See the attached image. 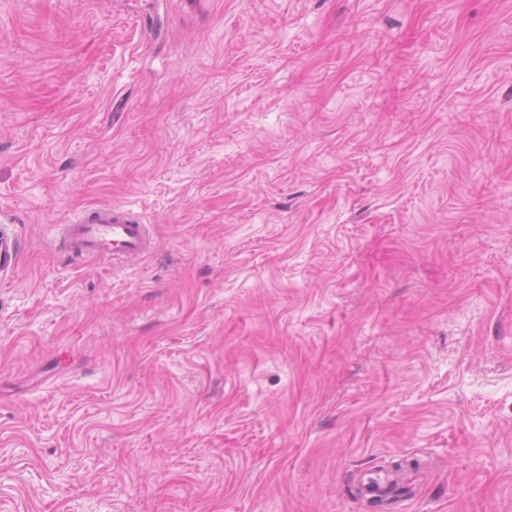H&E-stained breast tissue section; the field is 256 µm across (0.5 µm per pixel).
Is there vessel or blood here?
<instances>
[{"label":"vessel or blood","mask_w":512,"mask_h":512,"mask_svg":"<svg viewBox=\"0 0 512 512\" xmlns=\"http://www.w3.org/2000/svg\"><path fill=\"white\" fill-rule=\"evenodd\" d=\"M58 236L67 241L72 255L100 258L109 256L127 263L138 261L153 251L156 241L149 225L129 217L119 206H101L76 216L70 223L59 225ZM19 242L6 231H0V277H9L16 269ZM390 477L367 475L360 483L364 497H387Z\"/></svg>","instance_id":"1"}]
</instances>
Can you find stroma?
<instances>
[{
	"label": "stroma",
	"mask_w": 512,
	"mask_h": 512,
	"mask_svg": "<svg viewBox=\"0 0 512 512\" xmlns=\"http://www.w3.org/2000/svg\"><path fill=\"white\" fill-rule=\"evenodd\" d=\"M0 227V512H512V0H0ZM58 237L76 257L112 256L135 263L153 251L156 241L149 224H140L119 206H101L58 226ZM18 239L11 233L0 231V277H9L16 269L19 255ZM359 485L364 497H386L388 498L389 505L394 504L392 501L393 496L388 494L392 487V480L388 475L381 477L380 475L368 474L362 479Z\"/></svg>",
	"instance_id": "obj_1"
}]
</instances>
